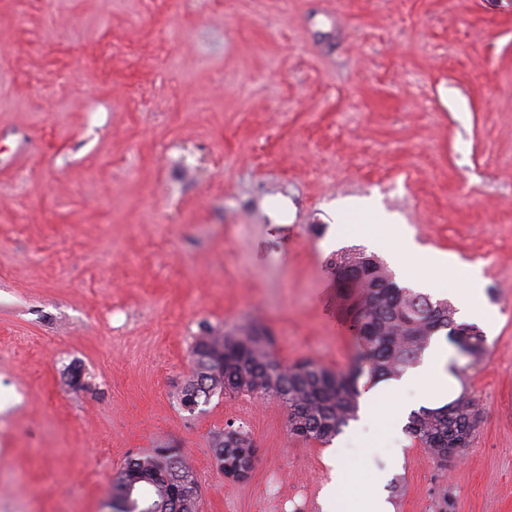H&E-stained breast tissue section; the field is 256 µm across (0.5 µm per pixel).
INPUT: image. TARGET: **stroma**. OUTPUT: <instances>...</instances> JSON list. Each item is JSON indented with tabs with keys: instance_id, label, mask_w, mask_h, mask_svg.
Instances as JSON below:
<instances>
[{
	"instance_id": "stroma-1",
	"label": "stroma",
	"mask_w": 512,
	"mask_h": 512,
	"mask_svg": "<svg viewBox=\"0 0 512 512\" xmlns=\"http://www.w3.org/2000/svg\"><path fill=\"white\" fill-rule=\"evenodd\" d=\"M352 198L394 224H337ZM352 251L435 297L482 264L461 465L400 428L302 441L271 397L178 405L206 326L353 368L330 267ZM230 425L256 453L238 483L210 447ZM161 444L199 512H324L340 446L390 512H512V0H0V512H100Z\"/></svg>"
}]
</instances>
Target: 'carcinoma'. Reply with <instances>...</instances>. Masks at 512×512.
I'll return each mask as SVG.
<instances>
[{"label": "carcinoma", "instance_id": "cac0c4a2", "mask_svg": "<svg viewBox=\"0 0 512 512\" xmlns=\"http://www.w3.org/2000/svg\"><path fill=\"white\" fill-rule=\"evenodd\" d=\"M336 270L348 272L354 281L347 296L358 348L354 370L333 371L312 361L285 365L273 357L272 338L257 325L224 334L209 328L191 346L192 372L178 395L179 405L197 407L216 394L272 396L287 410L291 435L326 444L357 419L363 372L374 381L400 379L421 362L442 331L460 354L470 357L463 366L450 362L449 371L457 378L484 353V335L458 321L448 299L399 286L377 257L348 253L336 258ZM478 425L476 399L464 391L440 407L411 412L406 432L442 461L450 448L462 456ZM253 449L240 428L229 426L212 438L213 454L232 481L244 480ZM105 500L112 502V512H199L200 489L182 453L161 445L127 459Z\"/></svg>", "mask_w": 512, "mask_h": 512}]
</instances>
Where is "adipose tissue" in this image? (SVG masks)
<instances>
[{
	"instance_id": "adipose-tissue-1",
	"label": "adipose tissue",
	"mask_w": 512,
	"mask_h": 512,
	"mask_svg": "<svg viewBox=\"0 0 512 512\" xmlns=\"http://www.w3.org/2000/svg\"><path fill=\"white\" fill-rule=\"evenodd\" d=\"M446 360L442 349L432 348L425 362L408 372L400 382L384 389L375 387L366 392L362 398L361 425L382 431L399 424L404 409L400 400L401 393L407 388L426 384L439 377ZM383 509L384 504L377 491L355 493L350 487L346 469L337 467L336 477L327 493L325 512H383Z\"/></svg>"
}]
</instances>
